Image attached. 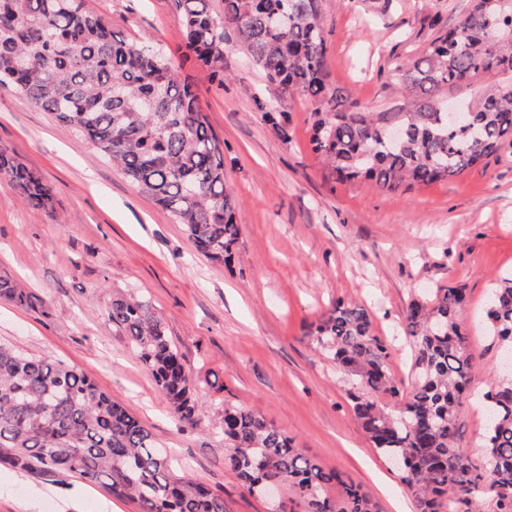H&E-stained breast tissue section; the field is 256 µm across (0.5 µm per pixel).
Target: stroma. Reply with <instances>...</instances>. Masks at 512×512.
Returning a JSON list of instances; mask_svg holds the SVG:
<instances>
[{"label": "stroma", "instance_id": "35a3bbf8", "mask_svg": "<svg viewBox=\"0 0 512 512\" xmlns=\"http://www.w3.org/2000/svg\"><path fill=\"white\" fill-rule=\"evenodd\" d=\"M124 39L163 46L198 85L224 143L227 189L239 203L241 236L231 265L208 260L181 225L30 99L0 87V147L36 171L55 195L47 216L0 180V275L33 297L0 299V344L77 367L123 404L188 478L223 494L227 512H304L290 491L276 503L249 494L225 462V404L261 413L305 454L368 494L372 512H415L412 496L373 448L348 399L349 376L306 332L332 301L365 305L391 344L390 370L408 382L411 350L402 326L411 301L440 286L464 288L461 322L473 357L472 396L461 414L460 448L483 453L481 396L502 378L501 349L484 328V303L512 274V144L444 181L385 192L341 183L310 142L314 101L278 100L281 139L254 98L258 69L224 30L223 86L181 49L174 0H86ZM469 0H322L330 81L339 110L396 112L415 97L400 72L466 12ZM148 298L198 384L201 423L181 427L129 339L112 324L113 299ZM140 512L78 478L59 485L0 465V512Z\"/></svg>", "mask_w": 512, "mask_h": 512}]
</instances>
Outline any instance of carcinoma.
<instances>
[{
    "label": "carcinoma",
    "instance_id": "1",
    "mask_svg": "<svg viewBox=\"0 0 512 512\" xmlns=\"http://www.w3.org/2000/svg\"><path fill=\"white\" fill-rule=\"evenodd\" d=\"M175 0L184 47L224 85V28L275 93L316 102L313 150L339 180L367 178L383 191L459 176L512 136V83L496 86L463 122H448L440 90L487 72L512 73V0H473L426 56L401 67L418 94L408 112L336 110L328 81L320 0ZM0 85L12 87L94 143L143 194L184 226L204 257L231 263L241 236L238 201L224 182V142L180 77L153 45L118 37L85 0H0ZM256 110L284 140L288 126L267 101ZM0 180L20 201L51 216L49 187L0 148ZM0 298L31 306V295L0 277ZM465 297L441 287L408 306L412 341L409 387L395 381L390 346L374 334L363 305L334 301L309 337L351 375L355 420L386 459L403 458L400 482L419 512H480L483 498L512 512V383L483 395L487 418L480 460L462 454V394L470 390L469 336L459 316ZM490 335L512 349V278L494 288L486 308ZM124 329L172 416L195 427L202 416L196 383L161 317L142 297L112 300ZM225 461L251 494L278 481L305 512H372L368 494L326 471L258 412L224 405ZM151 432L83 372L0 345V463L52 476L71 475L140 512H226L224 496L185 480L170 458L159 461Z\"/></svg>",
    "mask_w": 512,
    "mask_h": 512
}]
</instances>
